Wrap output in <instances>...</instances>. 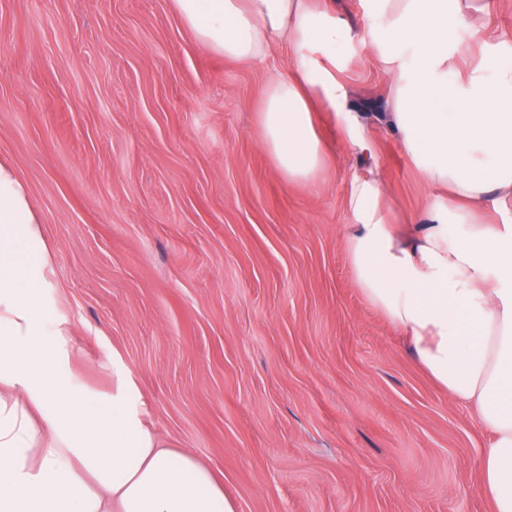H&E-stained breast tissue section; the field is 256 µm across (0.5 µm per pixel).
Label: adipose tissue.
Returning <instances> with one entry per match:
<instances>
[{
	"label": "adipose tissue",
	"mask_w": 512,
	"mask_h": 512,
	"mask_svg": "<svg viewBox=\"0 0 512 512\" xmlns=\"http://www.w3.org/2000/svg\"><path fill=\"white\" fill-rule=\"evenodd\" d=\"M212 52L266 63L273 41L293 56L267 82L264 148L288 182H314L327 163L317 114L352 146L362 125L336 73L316 61L351 30L313 0H174ZM384 19L373 48L393 79L390 123L425 181L447 189L414 237L386 220L376 175L352 179L344 245L371 307L407 337L419 366L470 409L493 443L479 490L512 512V225L475 220L489 192L512 197V60L449 73L448 30L462 0H373ZM50 248L26 185L0 162V512H241L214 471L162 441L130 371L112 358V392L89 391L71 366V326L48 315Z\"/></svg>",
	"instance_id": "adipose-tissue-1"
}]
</instances>
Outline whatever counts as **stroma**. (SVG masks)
I'll return each mask as SVG.
<instances>
[{
    "mask_svg": "<svg viewBox=\"0 0 512 512\" xmlns=\"http://www.w3.org/2000/svg\"><path fill=\"white\" fill-rule=\"evenodd\" d=\"M456 69L512 59V0H473ZM339 78L366 146L329 114L325 171L288 183L263 148L266 67L200 44L173 0H0V160L51 247L49 295L84 384L118 355L159 437L241 512H491L492 438L371 308L344 249L347 190L375 172L413 232L433 195L390 127L371 0Z\"/></svg>",
    "mask_w": 512,
    "mask_h": 512,
    "instance_id": "1",
    "label": "stroma"
}]
</instances>
